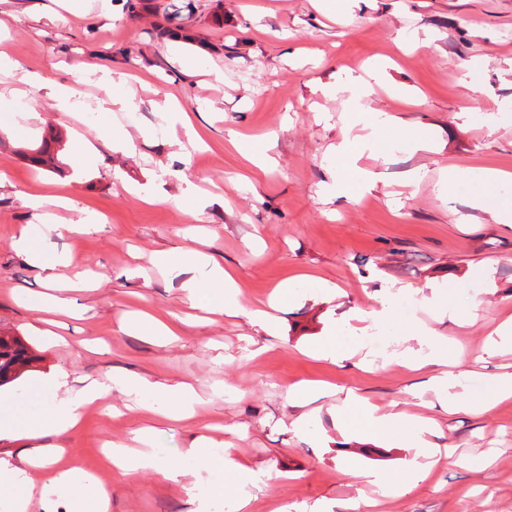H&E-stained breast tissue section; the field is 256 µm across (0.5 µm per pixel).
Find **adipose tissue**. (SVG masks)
<instances>
[{
    "label": "adipose tissue",
    "instance_id": "adipose-tissue-1",
    "mask_svg": "<svg viewBox=\"0 0 512 512\" xmlns=\"http://www.w3.org/2000/svg\"><path fill=\"white\" fill-rule=\"evenodd\" d=\"M381 123L378 115L372 112H357L352 126L359 132L350 135L336 146L334 154L337 160L336 189L344 195H353L361 186V177L351 162L365 151L374 150L376 141L372 134ZM187 303L191 308L213 310L211 293L220 291L224 296L222 312L235 315L241 312L238 284L232 274L223 266L200 258L196 261V273L182 284ZM69 375L60 372L50 382L49 396L35 424L29 425L32 437L47 434L60 435L77 429L83 409L98 404L110 390H118L131 400L149 398L154 408L152 414L158 420L179 421L195 416L200 402L192 385L183 383L179 386L181 399L176 404H168L170 392L168 385L152 382L144 378L109 374L102 380L92 381L79 392L68 389ZM337 413L344 423V431L361 440L389 439L396 431L407 428L410 423H417L420 429L429 431L433 428L432 420L399 412L382 414L377 408L361 399H352L338 407ZM62 445L50 448L36 447L26 449L15 459L0 458V472L9 476L7 482L0 484V504H5L8 512H30L33 504H41L44 512L57 500L70 504L73 512H81L85 491H92L96 501V512H107L111 493L103 485L92 483L89 475L74 468L50 469L51 459L61 457ZM422 462L412 471L411 480H399L392 476H382L372 470H361L360 475L367 484L385 489L394 494L403 495L410 492L415 482L426 479L433 468L438 465L435 444L429 443L418 449ZM48 469L49 475L42 482H35L29 475L33 469Z\"/></svg>",
    "mask_w": 512,
    "mask_h": 512
}]
</instances>
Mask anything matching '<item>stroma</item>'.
<instances>
[{
    "label": "stroma",
    "mask_w": 512,
    "mask_h": 512,
    "mask_svg": "<svg viewBox=\"0 0 512 512\" xmlns=\"http://www.w3.org/2000/svg\"><path fill=\"white\" fill-rule=\"evenodd\" d=\"M171 2L144 0L130 13L122 0L105 10L99 0H0V44L22 71L73 91L67 112L35 92L33 117L26 83L0 77L16 91L0 99V330L37 356L28 374L0 387V414L33 422L45 392L31 378L59 371L188 383L203 403L181 422H154L111 392L82 412L61 466L110 487L109 512H237L235 484L208 502L160 475L184 468L180 449L207 434L263 475L252 512H344L367 491L359 469L405 474L419 434L346 444L336 408L352 393L383 413L432 418L434 442L451 453L412 492L383 494L379 512H512V401H498L494 387L512 373V342L492 338L512 321V228L492 211L508 196L502 185L468 181L439 190L451 168L512 173V0H194L187 38L154 36ZM372 65L382 78L361 108L389 124L357 166L375 178L357 197L337 196L329 188L332 149L349 131L344 87ZM102 66L133 118L100 110ZM171 98L183 115L166 121L160 107ZM186 119L200 141L186 137ZM117 124L133 148H112ZM52 131L60 171L31 168L24 150ZM232 132L271 140L272 166L247 161L229 144ZM74 134L92 149L78 176ZM390 141L396 150H385ZM190 187L187 211L175 200ZM34 189L73 200L61 223L83 212L96 220L86 233L37 239L49 259H71L53 282L16 246L35 221ZM197 251L233 273L247 309L282 284L291 300L267 328L246 313L188 317L181 283ZM388 292L411 310L372 322L367 311ZM49 295L65 312L34 311ZM144 308L176 321L175 335L126 328ZM417 325L441 336L470 411L448 413L447 395L429 383L434 366H401ZM337 330L352 351L333 364L314 349ZM302 381L323 390L298 407L292 391ZM302 411L312 416L307 436L291 425ZM150 424L156 468L113 469L105 443Z\"/></svg>",
    "instance_id": "obj_1"
}]
</instances>
